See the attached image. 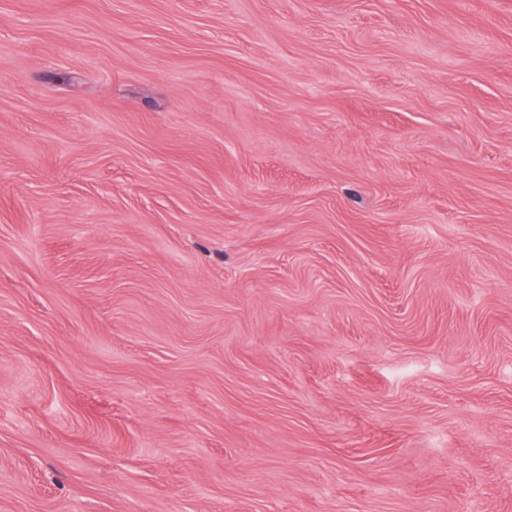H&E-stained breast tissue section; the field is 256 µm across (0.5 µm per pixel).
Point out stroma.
<instances>
[{"instance_id":"stroma-1","label":"stroma","mask_w":512,"mask_h":512,"mask_svg":"<svg viewBox=\"0 0 512 512\" xmlns=\"http://www.w3.org/2000/svg\"><path fill=\"white\" fill-rule=\"evenodd\" d=\"M0 512H512V0H0Z\"/></svg>"}]
</instances>
